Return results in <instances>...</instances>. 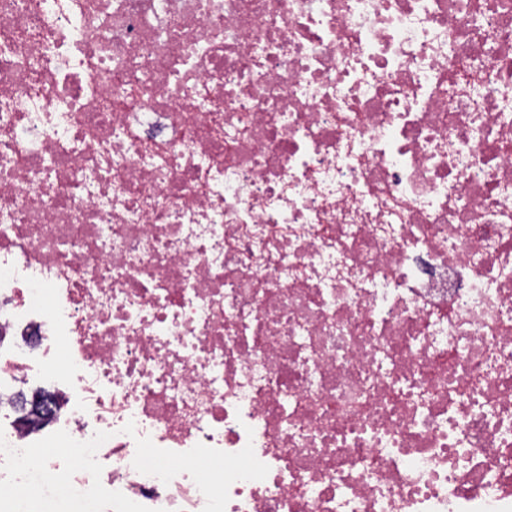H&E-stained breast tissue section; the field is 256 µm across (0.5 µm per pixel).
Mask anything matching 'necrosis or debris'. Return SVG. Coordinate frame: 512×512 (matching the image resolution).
I'll list each match as a JSON object with an SVG mask.
<instances>
[{
    "instance_id": "necrosis-or-debris-1",
    "label": "necrosis or debris",
    "mask_w": 512,
    "mask_h": 512,
    "mask_svg": "<svg viewBox=\"0 0 512 512\" xmlns=\"http://www.w3.org/2000/svg\"><path fill=\"white\" fill-rule=\"evenodd\" d=\"M56 476L512 512V0H0V512ZM48 389L49 386L43 383L34 384L29 387L20 389L19 393L17 394L18 404H20L22 399L31 400L33 395L42 394ZM27 404L29 407H27ZM22 410L24 411L25 418H32L34 420L41 418L43 415V405L40 396L34 397L29 403L25 402L22 404Z\"/></svg>"
}]
</instances>
